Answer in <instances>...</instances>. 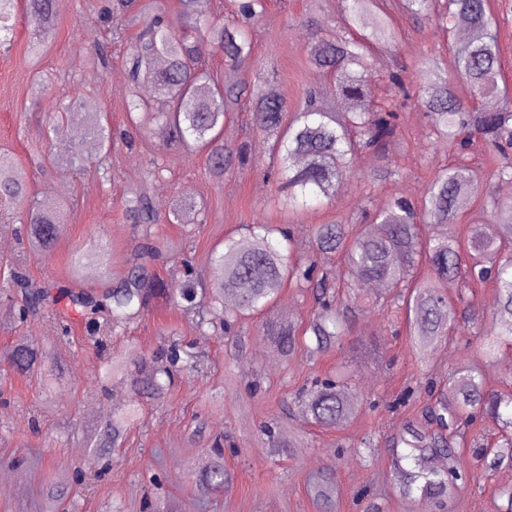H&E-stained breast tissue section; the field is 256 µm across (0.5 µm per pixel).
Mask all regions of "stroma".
<instances>
[{"instance_id":"35a3bbf8","label":"stroma","mask_w":512,"mask_h":512,"mask_svg":"<svg viewBox=\"0 0 512 512\" xmlns=\"http://www.w3.org/2000/svg\"><path fill=\"white\" fill-rule=\"evenodd\" d=\"M108 0H58L55 38L43 54L38 70L46 83L36 88L27 57L32 21L19 13L16 39L0 51V148L9 150L29 178L35 195L65 204L68 224L52 251L29 256L25 240L15 233L19 223L0 217V226L13 235L8 258L26 259L34 285L51 282L60 287L99 294L126 276L131 251L140 241L142 228L127 220L119 207L127 190L139 185L151 156L165 165L151 194L160 216H167L169 202L191 198L201 205L199 217L185 224L163 222L156 233L164 245L162 259L151 271L164 281H174L182 260H190L203 279H210L212 248L225 237L239 235L244 225L263 220L268 224H294L311 231L316 224H357L363 209H379L390 196L400 194L421 200L437 170L448 163L445 151L428 136V124L414 103L400 109L402 134L385 152L364 153L356 173L347 177L334 201L300 214L282 211L273 201V189L263 176L273 157L266 141L252 129L250 114L239 111L224 126L225 142H248L253 166L234 169L223 179L204 172L202 152H170L162 136L135 137L132 143H115L109 155L85 152L86 164L77 171L66 166L43 173L41 156L55 145L47 133L52 117L63 103L78 95L95 96L113 130L126 120L128 81L125 57L131 42L108 45L106 66H89L87 55L104 33L99 14ZM402 37L397 45L382 46L377 66L386 78L396 66L406 68L409 84L419 81L415 64L433 54L452 63V41L431 20H413L389 0ZM344 0H270L266 17L255 29L257 58L272 85L296 108L304 87L316 84L306 62L311 38L303 25L306 14L322 21L323 31L340 30ZM319 85V84H316ZM325 102L337 106L330 85H319ZM392 168L398 178L378 181L374 172ZM99 240L110 254V267H85L70 271L73 255ZM360 309L354 313L345 349L310 361L301 353L282 355L267 341L251 339L239 354L226 352L223 342L202 335L197 320L164 302H156L143 318L124 334L98 348L84 332L81 308L59 303L55 314H41L21 324H7L3 313L10 305L9 291L0 286V348L15 337H35L45 349L59 353L63 372L47 383L18 376L0 365V473H13L0 512H42L48 491L64 495L69 512H143L144 499L174 502L176 512H324L307 491L309 477L334 470L336 500L333 512H362L358 493L370 486L383 512H406L396 498L387 496L389 451L386 436L396 434L420 408L425 394H417L411 410L392 411L386 400L395 398L418 375L447 383L448 376L467 364L462 346L453 341L419 366L409 338L395 334L398 318L393 310L374 306L375 292L357 286ZM71 327L72 342H65L59 320ZM193 344L207 366L204 374H185L158 400H144L141 418L122 447L110 460L85 447L87 435L107 409L129 404L134 395L129 376H116L107 387L95 377L107 353H119L136 345L154 354L168 338ZM343 370L350 378L351 394L360 398L353 422L340 429H324L307 422L292 409V397L311 373ZM277 424L280 439L304 432L307 445L292 454L273 453L261 427ZM370 437L376 445L356 452L351 440ZM224 440V463L231 479L222 492L204 498L195 480L211 459L215 438ZM505 470L484 479L483 490L468 487L457 492L453 512H497L495 493L506 484Z\"/></svg>"}]
</instances>
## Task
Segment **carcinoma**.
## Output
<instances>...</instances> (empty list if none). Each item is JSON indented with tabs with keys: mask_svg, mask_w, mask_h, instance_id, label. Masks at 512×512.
Segmentation results:
<instances>
[{
	"mask_svg": "<svg viewBox=\"0 0 512 512\" xmlns=\"http://www.w3.org/2000/svg\"><path fill=\"white\" fill-rule=\"evenodd\" d=\"M20 2L34 24L28 57L37 61L54 37L57 0H0V48L11 46V21ZM176 4L168 17L160 15L155 0H112V8L99 22L115 43L125 41L130 28L137 27L127 68L128 121L142 134L160 130L168 149L204 151L209 176L220 179L231 168L252 163L248 144H224V124L244 104L252 112L256 131L279 156L277 169L267 171L266 176H274L277 189L283 192L282 205L291 213L310 208L314 201L331 202L341 181L355 171L360 153L381 152L399 136V109L408 100L426 114L429 138L453 156L435 173L423 200L415 203L403 195L391 196L374 214L373 221L380 227L376 233L360 231L354 224H316L305 243L294 231H277L258 221L249 225L247 233L224 239L222 247L210 255L214 277L208 287L213 303L224 310V321L217 325L199 321L200 327H208L224 343L239 348L246 334H231L232 326L273 308L281 290L293 281L312 294L306 322L295 325L272 320L256 325L257 335L270 340L285 356L299 349L314 361L346 341L355 302L345 289L381 280L397 285L390 302L404 306L410 340L419 356L434 353L453 333L467 337V345L471 344L468 337L476 338L482 368L464 367L449 377L448 394L424 407L420 418L409 421L391 440L390 494L423 512H447L455 489L480 484L461 449H476L487 471L512 467V436L495 445H480L470 436L480 415H490L512 430V390L491 389L484 376V370L496 365L502 349L512 347V254L502 251L512 245V202L491 204L490 223L496 228L491 237L483 234L479 223L469 225L465 236L454 229L460 199L477 196L483 189L464 150L478 142L493 148L487 160L490 175L512 178V155L508 153L512 149V97L500 87L503 64L491 0H398L397 4L402 13L431 17L450 31L459 19L468 20L472 36L458 43L453 54L458 76L469 89V103L448 80L443 59L431 54L419 62L418 85L408 87L400 74L391 72L379 103L362 110V102L373 90L377 46L400 39L384 0H346L344 36L319 35L321 21L306 16L304 23L313 35L306 46L307 63L316 80L333 83L345 104L342 112L327 106L314 88L305 92L303 106L290 112L270 84L250 86L226 80L200 62L208 47L220 53L230 70L250 62L255 56L253 25L266 14L268 0H240L228 15L218 11L216 0H176ZM144 83L153 86L154 99L140 96ZM490 96L502 97L499 107L485 111L475 106ZM73 105L81 112L72 114L66 106L52 120L50 132L55 140H64L68 122L79 117L101 149L111 151L112 128L96 98L80 95ZM51 163L79 168L83 157L68 149ZM0 208L20 214L29 253L34 256L53 248L66 224L62 206L31 195L28 182L4 152L0 154ZM121 208L144 232L127 277L100 296L66 289L53 296L50 287L29 281L24 261L12 260L11 283L20 298V318L35 316L66 299L86 309L85 330L94 336L104 328L112 333L124 330L157 297L184 311L192 308L200 283L189 265L183 266L172 286L148 274V267L160 256L152 238L158 217L150 195L141 188L131 190ZM197 211V202L175 199L169 205L168 222L184 224ZM425 224H446L449 230L437 238L426 237ZM324 254L342 258L343 280L319 268L318 256ZM87 265L105 269L107 258L100 251H85L79 254L78 268ZM489 279L496 287L490 314L467 308L454 312L448 284H457L461 301L471 286ZM2 360L19 373L33 372L44 363L29 336L18 337L1 352ZM200 365L192 345L173 340L152 356L126 349L106 362L98 378L106 383L132 366L134 394L155 398L182 372H196ZM347 391L342 377L336 381L315 377L294 394L293 401L304 405L310 423L336 428L350 423L358 412L357 404L347 399ZM136 419L134 405L111 410L88 438V446L101 454L121 447ZM228 480L218 449L200 474L198 487L208 495ZM332 490L329 472L309 482V493L318 501L332 502Z\"/></svg>",
	"mask_w": 512,
	"mask_h": 512,
	"instance_id": "cac0c4a2",
	"label": "carcinoma"
}]
</instances>
